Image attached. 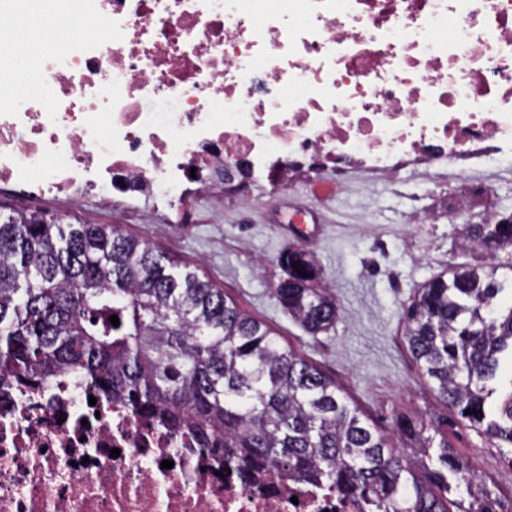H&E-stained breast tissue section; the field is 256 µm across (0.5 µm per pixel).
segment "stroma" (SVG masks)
<instances>
[{"instance_id": "1", "label": "stroma", "mask_w": 512, "mask_h": 512, "mask_svg": "<svg viewBox=\"0 0 512 512\" xmlns=\"http://www.w3.org/2000/svg\"><path fill=\"white\" fill-rule=\"evenodd\" d=\"M287 187L266 175L240 191L202 193L189 186L182 206L166 195L117 191L106 181L88 190L34 198L0 188V206L71 222L121 227L224 289L250 316L336 380L383 433L400 415L434 418L454 453L480 475L505 512L512 507V459L460 421L421 378L405 347L403 312L431 277L467 261L464 224L512 210V166L473 165L461 177L448 163L418 166L385 180L356 165L336 168L304 157ZM483 186L466 214L451 197ZM312 253L333 289L340 317L310 335L274 295L287 246Z\"/></svg>"}]
</instances>
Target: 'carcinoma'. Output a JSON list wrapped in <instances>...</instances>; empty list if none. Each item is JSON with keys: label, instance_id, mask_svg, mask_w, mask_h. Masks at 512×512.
<instances>
[{"label": "carcinoma", "instance_id": "1", "mask_svg": "<svg viewBox=\"0 0 512 512\" xmlns=\"http://www.w3.org/2000/svg\"><path fill=\"white\" fill-rule=\"evenodd\" d=\"M460 248L512 249V217L464 225ZM277 264L288 314L313 336L334 327L315 257L290 248ZM497 273L464 262L426 281L403 338L438 398L512 455V281ZM63 373L243 473L325 485L371 512H448L452 491L460 512H497L448 437L403 417L390 446L334 379L189 266L115 228L0 213V383Z\"/></svg>", "mask_w": 512, "mask_h": 512}]
</instances>
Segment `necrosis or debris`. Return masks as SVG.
I'll return each instance as SVG.
<instances>
[{"instance_id": "1", "label": "necrosis or debris", "mask_w": 512, "mask_h": 512, "mask_svg": "<svg viewBox=\"0 0 512 512\" xmlns=\"http://www.w3.org/2000/svg\"><path fill=\"white\" fill-rule=\"evenodd\" d=\"M0 0V183L63 195L90 175L176 193L191 170L313 154L394 178L512 140V0H38L89 26L19 57ZM71 375L0 386V512H363L327 487L242 478ZM171 468H162V461Z\"/></svg>"}]
</instances>
